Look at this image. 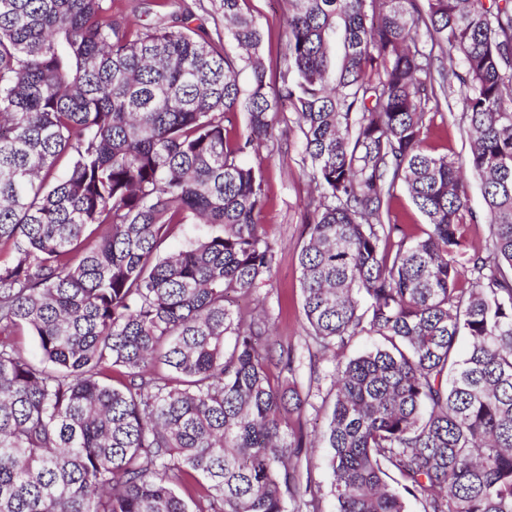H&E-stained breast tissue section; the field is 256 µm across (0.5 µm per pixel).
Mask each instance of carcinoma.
I'll use <instances>...</instances> for the list:
<instances>
[{"instance_id":"cac0c4a2","label":"carcinoma","mask_w":512,"mask_h":512,"mask_svg":"<svg viewBox=\"0 0 512 512\" xmlns=\"http://www.w3.org/2000/svg\"><path fill=\"white\" fill-rule=\"evenodd\" d=\"M285 2L271 82L245 0L199 4L209 28L178 0L152 27L115 0H0V512H299L318 441L336 512H512V0ZM449 78L464 165L423 145ZM283 107L316 192L308 336L379 340L338 363L315 440L290 424L292 351L226 306L276 264L243 158ZM400 188L419 236L388 223ZM183 224L212 232L164 253ZM469 207L476 219L470 221L469 216L466 217V224L460 226V234L468 243L482 245L489 235V226L483 220L485 207L480 181L474 177L470 178Z\"/></svg>"}]
</instances>
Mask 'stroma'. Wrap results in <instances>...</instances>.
<instances>
[{"mask_svg": "<svg viewBox=\"0 0 512 512\" xmlns=\"http://www.w3.org/2000/svg\"><path fill=\"white\" fill-rule=\"evenodd\" d=\"M250 12L263 32L260 54L268 77L280 71V55L286 4L284 0H247ZM425 145L437 155L465 159L469 138L464 126L435 120ZM303 148L295 131L287 123H279L272 145L247 157L249 165L261 168L266 184V203L259 215L269 236L277 241V262L270 279L261 288L233 297L230 308L245 318H267L272 341L292 349L298 372L296 386L311 395L312 408L307 409L292 426L310 435L319 434L327 412L320 403L332 386L338 357L334 354L309 357L307 329L301 309L298 251L306 239V204L313 191L310 168L303 161Z\"/></svg>", "mask_w": 512, "mask_h": 512, "instance_id": "stroma-1", "label": "stroma"}]
</instances>
